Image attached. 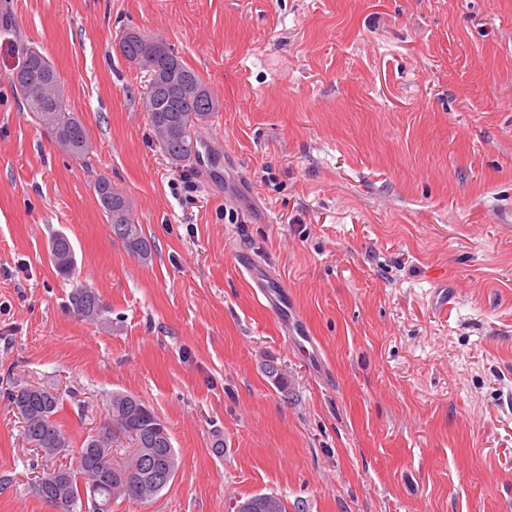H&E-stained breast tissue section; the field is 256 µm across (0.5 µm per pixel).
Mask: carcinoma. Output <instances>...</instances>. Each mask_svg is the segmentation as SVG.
Instances as JSON below:
<instances>
[{
	"mask_svg": "<svg viewBox=\"0 0 512 512\" xmlns=\"http://www.w3.org/2000/svg\"><path fill=\"white\" fill-rule=\"evenodd\" d=\"M155 38L140 35L135 39L121 36V54L131 63L161 74L170 67V59L151 56L150 44ZM23 82L15 87L23 97L27 111L41 125L51 130L57 142H66V151L75 159H84L91 151L89 132L80 118L67 109L59 76L50 59L39 49H21V63L17 67ZM33 80L51 85V92L44 101L33 102L26 98L25 82ZM153 130L161 138L160 149L168 155L176 168L190 163L191 155L197 153L198 128L216 112L206 99H185L174 96L158 107L144 108ZM96 193L99 205L106 214L112 239L121 244L130 255L148 261L152 257L153 244L143 234L141 226L130 218L131 202L112 183L102 178L97 182ZM50 261L64 277H72L76 271V257L70 239L63 233L55 235L50 244ZM74 314L86 321L101 318L104 309L97 293L86 286H78L71 295ZM13 409L21 417L22 434L36 448L40 456L42 475L36 476L35 493L57 512H74L78 501L86 498L98 501L95 512H112V501L118 497L132 502H141L159 494L163 486L149 484L130 488L121 478L109 470H90L86 458L94 455L99 459L112 456V438L119 432L130 441H138L142 448L160 449L171 460L168 480H173L177 468V454L172 443L161 444L151 424L159 420L156 412L133 394H112L110 424L89 435L78 449L75 464L54 465L52 460L57 449L68 447V438L59 424L57 414L61 399L53 392L26 386L9 393Z\"/></svg>",
	"mask_w": 512,
	"mask_h": 512,
	"instance_id": "cac0c4a2",
	"label": "carcinoma"
}]
</instances>
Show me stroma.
<instances>
[{
	"mask_svg": "<svg viewBox=\"0 0 512 512\" xmlns=\"http://www.w3.org/2000/svg\"><path fill=\"white\" fill-rule=\"evenodd\" d=\"M166 41L221 109L224 173L172 168L123 32ZM53 63L91 137L62 151L9 82ZM108 179L154 243L113 242ZM512 0H0V512H56L7 400L59 395L74 451L112 393L178 468L112 512H512ZM73 243V279L49 259ZM285 280L306 336L237 256ZM93 288L98 322L72 311Z\"/></svg>",
	"mask_w": 512,
	"mask_h": 512,
	"instance_id": "35a3bbf8",
	"label": "stroma"
}]
</instances>
